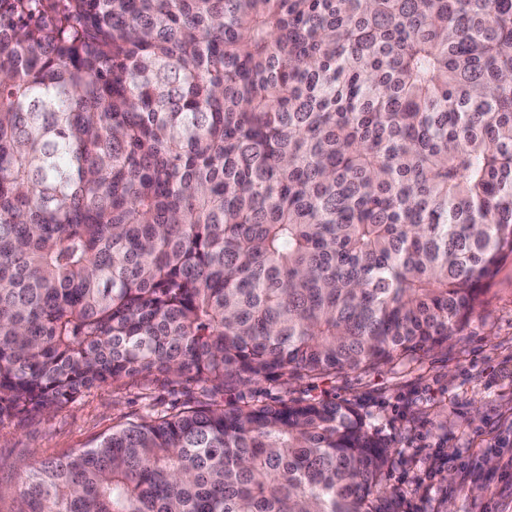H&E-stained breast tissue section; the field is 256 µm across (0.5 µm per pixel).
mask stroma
<instances>
[{"label":"stroma","instance_id":"stroma-1","mask_svg":"<svg viewBox=\"0 0 512 512\" xmlns=\"http://www.w3.org/2000/svg\"><path fill=\"white\" fill-rule=\"evenodd\" d=\"M240 397L350 403L390 446L382 485L399 494L401 512H512V259L463 330L419 361L224 393ZM200 398L195 383L153 374L103 385L50 413H19L0 424V512H22V481L35 461Z\"/></svg>","mask_w":512,"mask_h":512}]
</instances>
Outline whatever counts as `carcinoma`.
I'll use <instances>...</instances> for the list:
<instances>
[{
  "instance_id": "obj_1",
  "label": "carcinoma",
  "mask_w": 512,
  "mask_h": 512,
  "mask_svg": "<svg viewBox=\"0 0 512 512\" xmlns=\"http://www.w3.org/2000/svg\"><path fill=\"white\" fill-rule=\"evenodd\" d=\"M512 258V0H0V424L206 400L22 512H398L350 404H224L448 343Z\"/></svg>"
}]
</instances>
